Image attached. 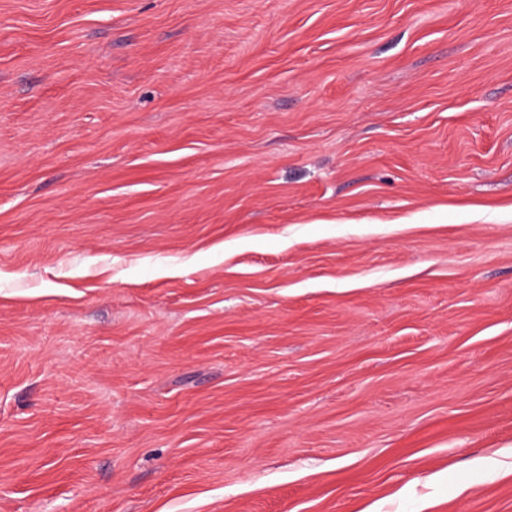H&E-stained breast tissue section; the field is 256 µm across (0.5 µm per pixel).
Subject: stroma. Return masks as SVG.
<instances>
[{"instance_id": "obj_1", "label": "stroma", "mask_w": 512, "mask_h": 512, "mask_svg": "<svg viewBox=\"0 0 512 512\" xmlns=\"http://www.w3.org/2000/svg\"><path fill=\"white\" fill-rule=\"evenodd\" d=\"M500 448L512 0H0V512H512Z\"/></svg>"}]
</instances>
